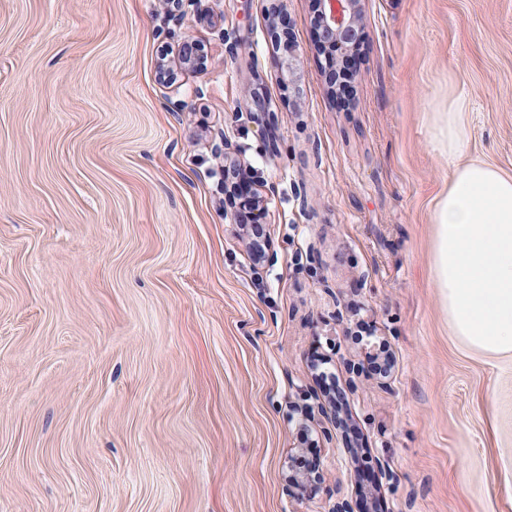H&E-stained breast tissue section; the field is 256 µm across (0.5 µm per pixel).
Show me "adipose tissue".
<instances>
[{
	"label": "adipose tissue",
	"instance_id": "1",
	"mask_svg": "<svg viewBox=\"0 0 512 512\" xmlns=\"http://www.w3.org/2000/svg\"><path fill=\"white\" fill-rule=\"evenodd\" d=\"M470 99L451 92L436 145L452 170L437 204L434 271L457 340L483 356H512V173L462 162Z\"/></svg>",
	"mask_w": 512,
	"mask_h": 512
}]
</instances>
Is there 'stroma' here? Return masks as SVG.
<instances>
[{
    "mask_svg": "<svg viewBox=\"0 0 512 512\" xmlns=\"http://www.w3.org/2000/svg\"><path fill=\"white\" fill-rule=\"evenodd\" d=\"M282 6L295 89L260 0H0V512H512V358L448 326L432 133L465 90L467 158L512 172V0H362L345 100L316 0ZM187 39L202 68L161 80ZM224 136L268 195L260 263ZM359 321L386 384L348 371ZM333 389L346 427L292 412ZM297 456L323 480L292 498Z\"/></svg>",
    "mask_w": 512,
    "mask_h": 512,
    "instance_id": "35a3bbf8",
    "label": "stroma"
}]
</instances>
